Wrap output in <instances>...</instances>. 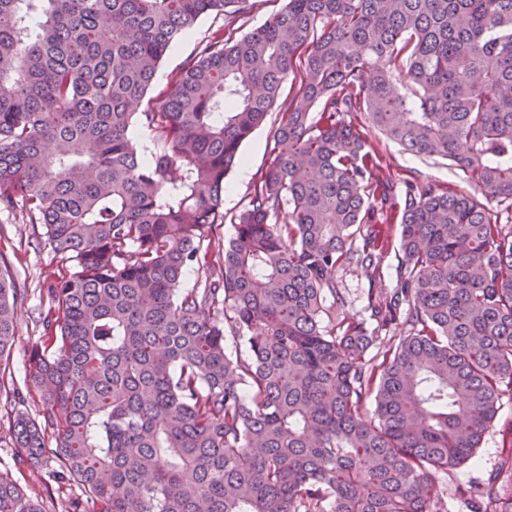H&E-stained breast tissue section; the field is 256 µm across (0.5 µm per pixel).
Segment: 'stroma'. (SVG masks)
I'll list each match as a JSON object with an SVG mask.
<instances>
[{"label": "stroma", "mask_w": 512, "mask_h": 512, "mask_svg": "<svg viewBox=\"0 0 512 512\" xmlns=\"http://www.w3.org/2000/svg\"><path fill=\"white\" fill-rule=\"evenodd\" d=\"M218 26V21L213 18H203L190 34L171 47L158 69L154 93L166 91L172 72L181 67L197 43ZM348 119L366 131L369 149L374 150L382 170L396 186L416 181L448 184L461 191L469 190L470 185L462 172L449 166L447 160L408 153L372 128L367 113L354 112L349 114ZM276 127L277 114L269 112L264 124L243 144V161L226 182V220L215 228V236L227 238L232 235L230 219L248 204L262 172L267 168ZM41 231L40 225L28 223L21 212L0 211V265L9 266L20 293L16 307L15 343L9 361L10 377L20 391L14 395L0 394V474L17 480L28 494L42 501L46 512H64L66 504L57 498L49 468H16L13 427L8 417L12 410L34 415L40 408L36 393L24 389L23 384L28 353L41 334L39 288L45 278L58 270L48 251L37 244ZM500 403V411L486 432L476 457L440 474L439 482L445 495H453L456 489L486 481L496 472L500 473L503 484L512 483V470L501 466L503 449L512 446V387L504 389Z\"/></svg>", "instance_id": "35a3bbf8"}]
</instances>
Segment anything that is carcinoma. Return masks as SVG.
Wrapping results in <instances>:
<instances>
[{"label":"carcinoma","mask_w":512,"mask_h":512,"mask_svg":"<svg viewBox=\"0 0 512 512\" xmlns=\"http://www.w3.org/2000/svg\"><path fill=\"white\" fill-rule=\"evenodd\" d=\"M253 5L0 0V210L65 264L40 288L41 417L14 416L15 447L80 485L66 512H448L437 476L476 457L512 385V215L488 205L512 210V0H284L233 35ZM205 15L223 24L148 98ZM299 64L272 160L216 240L241 146ZM351 112L486 203L396 189ZM352 265L360 317L336 281ZM17 299L0 268V388ZM461 496L497 512L504 493ZM0 512L45 510L0 475ZM400 218L395 220L391 224H387V227L389 228V235H390V247L387 253H385L382 264H383V272H384V281L383 284L385 285V288H391V275L394 273V269L396 265L398 264L399 259V240H400ZM336 280L340 288H346L348 294V306L346 310L350 314L361 315L364 312V292L369 288L368 279L360 267L352 266L336 272Z\"/></svg>","instance_id":"1"}]
</instances>
